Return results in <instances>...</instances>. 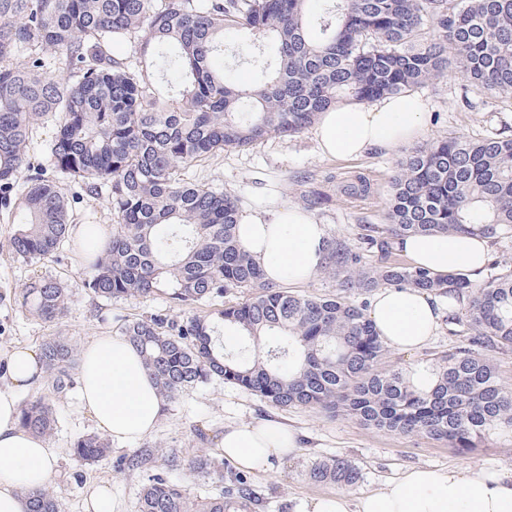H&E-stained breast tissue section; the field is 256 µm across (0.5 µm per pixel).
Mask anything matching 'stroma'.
Returning a JSON list of instances; mask_svg holds the SVG:
<instances>
[{
    "label": "stroma",
    "mask_w": 512,
    "mask_h": 512,
    "mask_svg": "<svg viewBox=\"0 0 512 512\" xmlns=\"http://www.w3.org/2000/svg\"><path fill=\"white\" fill-rule=\"evenodd\" d=\"M415 95L428 114L417 145L452 136L476 137L504 127L512 131V104L492 91L466 89L460 74H443L416 90ZM408 152L405 146L390 152L373 148L356 159L324 158L317 151L313 129L308 128L292 136H272L246 147L225 148L190 168L187 177L235 196L244 213L276 206L299 208L307 191L324 190L331 202L315 211V218L327 225L330 236L353 244L361 225L384 223L389 181ZM360 173L371 183L369 196L351 198L341 193L340 185ZM66 193L73 223L113 224L102 197L86 194L74 183L67 184ZM14 230L9 210L0 206V384L6 381L3 356L13 349L37 350L56 336L69 337L80 349L98 336L120 334L125 319L152 314L165 315L174 322L185 318V310L160 295L110 301L79 288L85 265L72 243H65L53 257L38 263L17 260L8 249ZM35 277L56 279L70 290L68 309L55 322L40 320L22 305V290ZM457 343V337L443 325L427 346L414 353L391 351L387 363L408 372L428 364L433 355ZM36 395L47 396L59 414L52 442L58 465L49 486L62 512H87L88 494L96 485L108 488L115 512H138L143 483L164 468L168 456L183 463L202 452L216 454V439L223 436L226 425L258 423L268 418L296 428L302 441L295 454L272 459L267 472L251 473L252 488L263 502L261 512H296L304 499L325 493L341 492L354 502L412 467L474 469L491 476L512 473V440L489 439L462 453L443 442L364 427L341 412L282 409L219 380L184 391L169 401L165 418L151 435L132 445L111 446L105 459L88 466L69 453L74 438L97 430L81 404L78 390L55 393L46 379L20 391L18 397L23 400ZM202 427L207 430L208 440H200L197 434ZM134 455L144 460L137 472L125 466L126 459ZM333 456L347 458L360 468L358 484L342 489L310 481L312 463Z\"/></svg>",
    "instance_id": "stroma-1"
}]
</instances>
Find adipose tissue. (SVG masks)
<instances>
[{
	"label": "adipose tissue",
	"instance_id": "adipose-tissue-1",
	"mask_svg": "<svg viewBox=\"0 0 512 512\" xmlns=\"http://www.w3.org/2000/svg\"><path fill=\"white\" fill-rule=\"evenodd\" d=\"M423 109L421 100L405 94L329 108L315 127L318 151L328 158H352L373 147L406 145L421 133ZM237 237L265 281L297 286L319 270L328 230L301 209L275 207L242 215ZM398 246L414 266L442 276L479 270L490 250L487 238L467 234L411 235ZM368 315L381 339L404 352L424 347L440 326L436 298L409 286L379 290ZM6 365L7 383L0 387V512H28L25 493L48 484L57 454L44 438L22 427L17 393L43 380L45 369L31 348L13 350ZM80 374L82 404L113 443L146 438L165 414V399L126 337L100 336L88 343ZM297 446L295 431L272 420L226 426L220 449L237 466L261 471L270 457L293 453ZM300 512H512V475L413 468L358 505L339 493L309 499Z\"/></svg>",
	"mask_w": 512,
	"mask_h": 512
}]
</instances>
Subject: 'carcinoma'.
Wrapping results in <instances>:
<instances>
[{"label": "carcinoma", "instance_id": "carcinoma-1", "mask_svg": "<svg viewBox=\"0 0 512 512\" xmlns=\"http://www.w3.org/2000/svg\"><path fill=\"white\" fill-rule=\"evenodd\" d=\"M436 38L427 39L425 26ZM246 29L237 46L257 77L241 83L216 64L224 31ZM135 44L133 59L111 55L112 40ZM64 62L70 83L49 72ZM450 68L467 86L512 102V0H0V195L20 191L9 239L25 262L54 254L69 237L62 181L106 195L112 235L87 256L79 287L107 299L164 294L195 308L228 293H249L216 313L174 323L153 314L125 324L151 379L169 400L219 379L279 407L340 409L360 424L447 442L469 452L491 435L512 434V391L501 385L487 348L512 349V266L497 261L475 275L435 276L390 261L393 240L412 234L512 238V134L450 137L417 148L391 180L386 223L363 224L358 244L326 240L323 271L341 287L369 293L410 286L466 303L448 331L467 342L427 370L384 367L388 350L364 303L338 294L292 293L267 283L238 243L237 199L184 177L226 147L292 136L341 101L372 102L413 92ZM46 118L56 181L29 172L33 122ZM364 197L357 176L342 187ZM377 263L369 266L365 254ZM67 291L35 279L23 306L45 322L67 310ZM239 334L224 349L220 328ZM75 347L57 336L41 347L53 391L74 386ZM59 417L44 396L21 406V425L55 437ZM97 434L78 436L72 456L92 465L107 456ZM204 478L224 462L204 453L187 462ZM309 478L353 486L349 460L316 461ZM29 512H61L49 488L27 493ZM246 475L220 494L191 493L168 473L143 484L139 512H255Z\"/></svg>", "mask_w": 512, "mask_h": 512}]
</instances>
